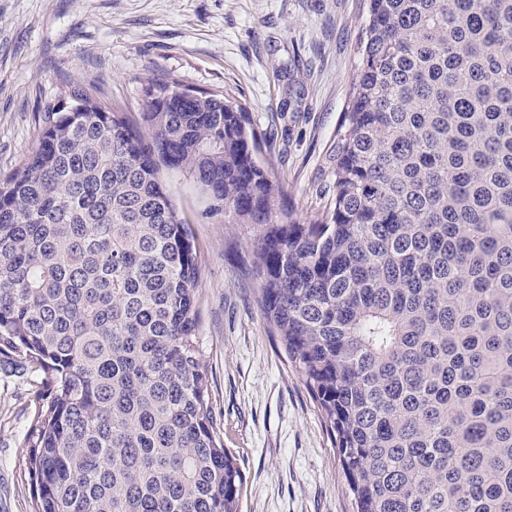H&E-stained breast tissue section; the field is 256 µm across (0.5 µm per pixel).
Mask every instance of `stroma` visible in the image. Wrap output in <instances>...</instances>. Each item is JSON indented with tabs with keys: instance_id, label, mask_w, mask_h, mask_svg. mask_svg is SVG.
Segmentation results:
<instances>
[{
	"instance_id": "stroma-1",
	"label": "stroma",
	"mask_w": 512,
	"mask_h": 512,
	"mask_svg": "<svg viewBox=\"0 0 512 512\" xmlns=\"http://www.w3.org/2000/svg\"><path fill=\"white\" fill-rule=\"evenodd\" d=\"M366 14L365 0H0V174L20 164L36 112L66 84H93L136 112L147 83L173 77L246 108L279 152L259 151V162H274L290 204L309 216L333 192L329 155ZM163 179L202 263L200 361L243 473L239 512H352L317 406L242 273L243 229L206 217L193 181ZM42 391L40 372L0 356V512H31L23 443Z\"/></svg>"
}]
</instances>
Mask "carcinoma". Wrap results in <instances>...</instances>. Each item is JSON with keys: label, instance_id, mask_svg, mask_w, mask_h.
Here are the masks:
<instances>
[{"label": "carcinoma", "instance_id": "obj_1", "mask_svg": "<svg viewBox=\"0 0 512 512\" xmlns=\"http://www.w3.org/2000/svg\"><path fill=\"white\" fill-rule=\"evenodd\" d=\"M359 53L308 221L222 91L43 104L0 175V355L43 374L31 512H238L164 167L250 228L257 302L353 512H512V0H369Z\"/></svg>", "mask_w": 512, "mask_h": 512}]
</instances>
